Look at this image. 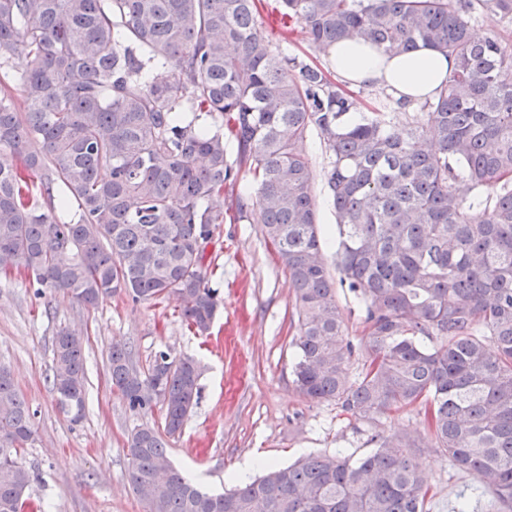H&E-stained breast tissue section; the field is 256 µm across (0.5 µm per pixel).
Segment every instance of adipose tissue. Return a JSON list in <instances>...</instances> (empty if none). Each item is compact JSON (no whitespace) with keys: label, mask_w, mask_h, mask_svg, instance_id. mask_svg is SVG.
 <instances>
[{"label":"adipose tissue","mask_w":512,"mask_h":512,"mask_svg":"<svg viewBox=\"0 0 512 512\" xmlns=\"http://www.w3.org/2000/svg\"><path fill=\"white\" fill-rule=\"evenodd\" d=\"M328 62L348 84L391 87L412 102L435 96L455 66L453 58L428 47L390 57L361 38L337 44Z\"/></svg>","instance_id":"adipose-tissue-1"}]
</instances>
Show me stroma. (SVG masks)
I'll return each mask as SVG.
<instances>
[{
  "mask_svg": "<svg viewBox=\"0 0 512 512\" xmlns=\"http://www.w3.org/2000/svg\"><path fill=\"white\" fill-rule=\"evenodd\" d=\"M304 150L313 163L317 217L329 234L323 251L331 263L336 214L317 131L308 133ZM205 255L208 285L222 300L206 336L186 325L172 297L135 304L112 295L87 308L61 292L36 295L25 274L0 278V365L35 414L34 441L21 461L35 475L28 498L36 512H143L129 483L126 440L135 427L154 424L159 415L131 412L111 388L107 356L115 341L131 347L140 367L160 351L199 361L200 394L181 435L170 442V457L203 489L217 494L235 486L247 463L255 478L265 466L282 467L311 452L359 456L370 450L371 434L380 432L415 443L416 461L431 489L428 512H450L472 478L433 448L421 407L364 418L297 392L292 290L260 225H219ZM63 328L87 338L86 410L76 422L59 411L48 379L53 339Z\"/></svg>",
  "mask_w": 512,
  "mask_h": 512,
  "instance_id": "35a3bbf8",
  "label": "stroma"
}]
</instances>
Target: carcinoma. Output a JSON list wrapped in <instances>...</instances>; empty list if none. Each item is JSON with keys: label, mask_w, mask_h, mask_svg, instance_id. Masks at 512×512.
Wrapping results in <instances>:
<instances>
[{"label": "carcinoma", "mask_w": 512, "mask_h": 512, "mask_svg": "<svg viewBox=\"0 0 512 512\" xmlns=\"http://www.w3.org/2000/svg\"><path fill=\"white\" fill-rule=\"evenodd\" d=\"M314 51L367 39L390 56L427 46L454 59L423 123L370 112L322 68L261 32V0H0V273L87 307L123 292L173 296L208 333L221 299L204 252L229 220L262 225L294 294L293 383L372 418L419 405L434 448L473 477L451 512H512V48L477 39L474 15L512 22V0H280ZM329 153L336 260L321 245L311 158ZM61 183L75 217L42 200ZM358 300L355 348L337 290ZM84 336L54 337L59 410L82 418ZM199 363L164 351L141 371L126 345L108 379L130 411L129 480L148 512H426L410 448L375 433L352 458L309 454L222 494L177 471L169 439L198 395ZM33 413L0 366V512H21L33 476L19 460Z\"/></svg>", "instance_id": "cac0c4a2"}]
</instances>
